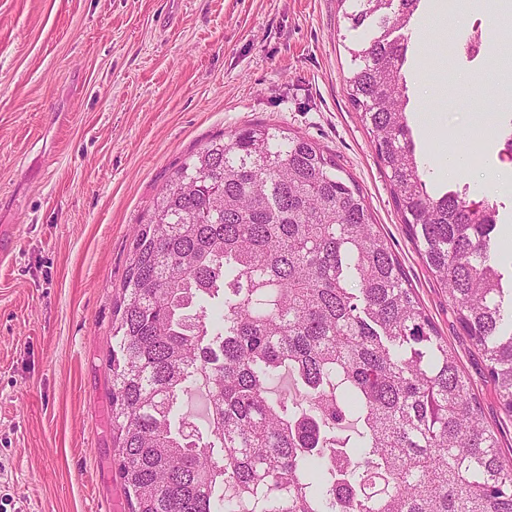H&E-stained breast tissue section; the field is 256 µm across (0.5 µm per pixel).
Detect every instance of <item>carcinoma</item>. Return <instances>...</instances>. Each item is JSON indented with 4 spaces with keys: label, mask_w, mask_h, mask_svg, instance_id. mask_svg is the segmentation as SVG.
I'll return each instance as SVG.
<instances>
[{
    "label": "carcinoma",
    "mask_w": 512,
    "mask_h": 512,
    "mask_svg": "<svg viewBox=\"0 0 512 512\" xmlns=\"http://www.w3.org/2000/svg\"><path fill=\"white\" fill-rule=\"evenodd\" d=\"M421 0L377 27L346 93L393 200L512 416V305L490 204L433 196L402 76ZM114 310L112 433L129 512H512V465L354 180L306 136L209 142L139 225ZM287 369L308 406L275 394ZM208 400L206 433L177 413ZM346 421L360 425L342 437Z\"/></svg>",
    "instance_id": "carcinoma-1"
}]
</instances>
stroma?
Returning <instances> with one entry per match:
<instances>
[{
    "label": "stroma",
    "mask_w": 512,
    "mask_h": 512,
    "mask_svg": "<svg viewBox=\"0 0 512 512\" xmlns=\"http://www.w3.org/2000/svg\"><path fill=\"white\" fill-rule=\"evenodd\" d=\"M350 0H0V512H113L127 500L112 438L114 306L138 224L185 158L268 123L335 157L365 201L483 418L512 462V417L396 211L344 78L374 23ZM512 35V0L408 28L405 77L428 191L494 201L512 274V98L476 85L488 60L455 52L467 26ZM468 165L448 176V151Z\"/></svg>",
    "instance_id": "35a3bbf8"
}]
</instances>
